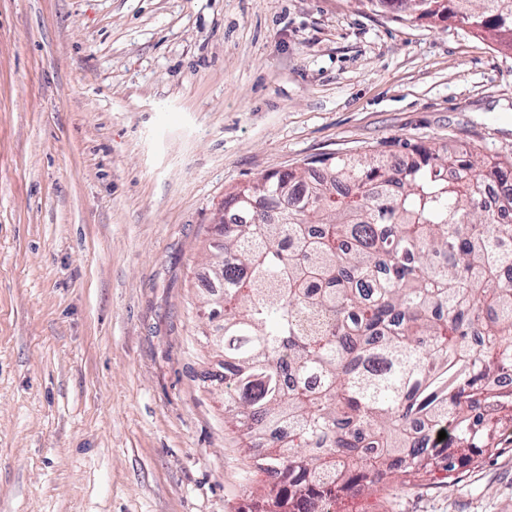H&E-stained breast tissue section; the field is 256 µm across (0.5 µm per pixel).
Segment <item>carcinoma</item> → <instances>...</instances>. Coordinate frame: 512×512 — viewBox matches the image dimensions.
<instances>
[{
  "instance_id": "carcinoma-1",
  "label": "carcinoma",
  "mask_w": 512,
  "mask_h": 512,
  "mask_svg": "<svg viewBox=\"0 0 512 512\" xmlns=\"http://www.w3.org/2000/svg\"><path fill=\"white\" fill-rule=\"evenodd\" d=\"M489 33L512 0H374ZM390 159L312 158L224 199L210 243L224 304V423L266 476L265 512H330L340 490L451 473L512 409V156L403 143ZM455 169L448 176V169ZM489 181L498 209L481 202ZM419 423L446 438L429 447Z\"/></svg>"
}]
</instances>
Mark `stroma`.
Wrapping results in <instances>:
<instances>
[{
    "instance_id": "1",
    "label": "stroma",
    "mask_w": 512,
    "mask_h": 512,
    "mask_svg": "<svg viewBox=\"0 0 512 512\" xmlns=\"http://www.w3.org/2000/svg\"><path fill=\"white\" fill-rule=\"evenodd\" d=\"M411 141L512 155V50L370 0H0V512H246L203 285L225 195ZM332 512H512V413Z\"/></svg>"
}]
</instances>
